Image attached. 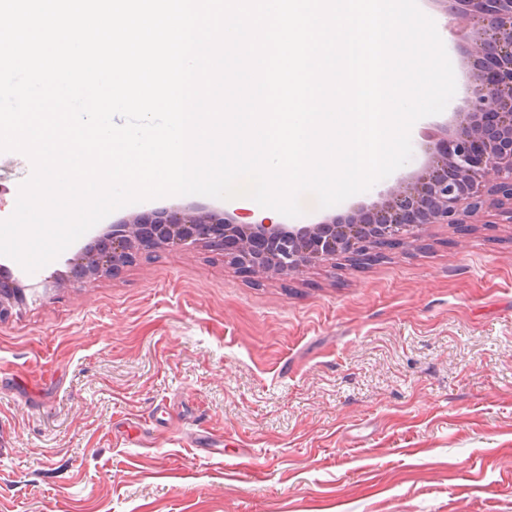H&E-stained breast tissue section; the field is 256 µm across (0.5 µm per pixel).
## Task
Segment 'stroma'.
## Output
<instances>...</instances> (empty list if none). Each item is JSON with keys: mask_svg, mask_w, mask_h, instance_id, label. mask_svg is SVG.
Wrapping results in <instances>:
<instances>
[{"mask_svg": "<svg viewBox=\"0 0 512 512\" xmlns=\"http://www.w3.org/2000/svg\"><path fill=\"white\" fill-rule=\"evenodd\" d=\"M433 16L459 84L457 21ZM457 94L411 130L413 155L315 224L418 175ZM32 172L0 152V220ZM155 206L258 205L168 196ZM69 246L0 319V512H512V224L424 228L369 264L240 273L199 246L46 289Z\"/></svg>", "mask_w": 512, "mask_h": 512, "instance_id": "stroma-1", "label": "stroma"}]
</instances>
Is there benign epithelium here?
I'll return each mask as SVG.
<instances>
[{
    "label": "benign epithelium",
    "mask_w": 512,
    "mask_h": 512,
    "mask_svg": "<svg viewBox=\"0 0 512 512\" xmlns=\"http://www.w3.org/2000/svg\"><path fill=\"white\" fill-rule=\"evenodd\" d=\"M449 14L477 19L469 44L475 62L466 106L429 148L423 171L400 177L382 201L359 205L317 224H240L229 215L155 208L109 225L72 259L78 282L108 276L142 252L205 245L232 254L258 275H291L336 257H379L375 249L419 235L429 224H474L495 210L512 223V0H443ZM22 300L0 270V318Z\"/></svg>",
    "instance_id": "1"
}]
</instances>
